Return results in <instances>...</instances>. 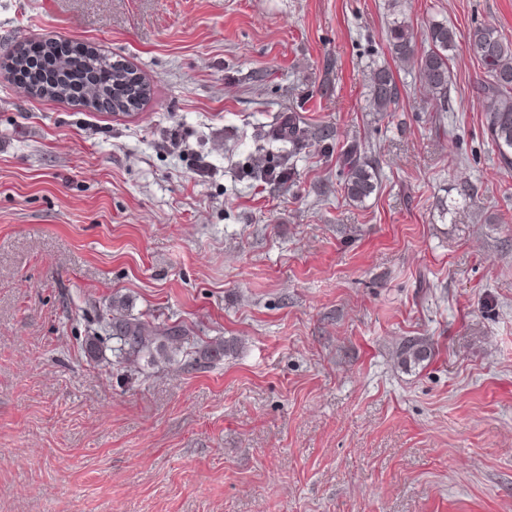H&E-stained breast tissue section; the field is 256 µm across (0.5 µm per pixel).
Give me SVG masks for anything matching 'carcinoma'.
Masks as SVG:
<instances>
[{"instance_id":"obj_1","label":"carcinoma","mask_w":512,"mask_h":512,"mask_svg":"<svg viewBox=\"0 0 512 512\" xmlns=\"http://www.w3.org/2000/svg\"><path fill=\"white\" fill-rule=\"evenodd\" d=\"M388 48L392 59L402 66L418 69L424 87L430 94L432 110L445 112L452 79L448 61L456 49V33L445 23H432L424 33L426 48L419 49L416 34L404 21H396L387 29ZM466 45L476 49L473 57L484 70L482 83L485 99V122L488 137L500 161L512 167V43L505 40L500 31L492 26L479 25L468 33ZM82 75L75 79L70 70L60 68L51 82L36 80L47 86L45 97L97 95L102 100L98 110H116L122 101L112 91L121 87L133 93L127 76L114 70L111 62L100 53H83L80 61ZM109 71L110 86L101 85L96 73ZM370 85V105L376 112H391L399 98V88L392 70L386 66L377 68ZM273 141H286L291 150L298 149L305 141L306 131L297 125L295 116L288 117V131L281 129L269 134ZM341 175L347 197L357 203L369 198L378 188L377 169L368 161L352 152L344 159ZM112 329L117 347L113 349L117 363L136 361L146 355L158 353L167 361L173 360L169 342L190 340L187 330L171 326L162 331L149 321L130 318L124 313H109L103 318Z\"/></svg>"}]
</instances>
